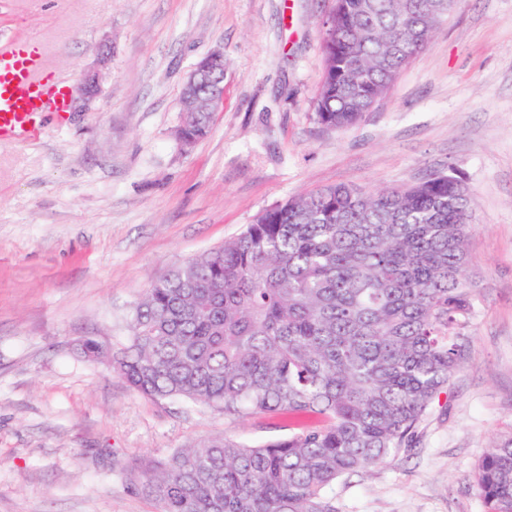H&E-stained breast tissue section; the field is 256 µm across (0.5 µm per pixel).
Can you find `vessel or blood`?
Returning <instances> with one entry per match:
<instances>
[{
	"mask_svg": "<svg viewBox=\"0 0 512 512\" xmlns=\"http://www.w3.org/2000/svg\"><path fill=\"white\" fill-rule=\"evenodd\" d=\"M49 113H67L64 80L51 72L41 43L11 41L0 48V140L31 137Z\"/></svg>",
	"mask_w": 512,
	"mask_h": 512,
	"instance_id": "1",
	"label": "vessel or blood"
}]
</instances>
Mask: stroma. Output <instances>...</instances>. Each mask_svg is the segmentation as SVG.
Returning a JSON list of instances; mask_svg holds the SVG:
<instances>
[{
  "mask_svg": "<svg viewBox=\"0 0 512 512\" xmlns=\"http://www.w3.org/2000/svg\"><path fill=\"white\" fill-rule=\"evenodd\" d=\"M334 5L0 0V42H47L70 94L102 71L84 111L47 114L34 137L0 143V512H159L128 471L224 435L287 436L273 416L147 398L79 343L125 342L129 310L154 279L286 198L339 183L403 188L446 166L473 198L478 288L464 355L415 447L338 482L336 506L485 512L477 462L512 438V0H457L343 130L314 119ZM216 50L224 105L185 150L182 88Z\"/></svg>",
  "mask_w": 512,
  "mask_h": 512,
  "instance_id": "stroma-1",
  "label": "stroma"
}]
</instances>
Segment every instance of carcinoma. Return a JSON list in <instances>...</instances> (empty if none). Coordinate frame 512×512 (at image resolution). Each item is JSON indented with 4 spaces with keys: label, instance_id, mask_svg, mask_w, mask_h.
Here are the masks:
<instances>
[{
    "label": "carcinoma",
    "instance_id": "obj_1",
    "mask_svg": "<svg viewBox=\"0 0 512 512\" xmlns=\"http://www.w3.org/2000/svg\"><path fill=\"white\" fill-rule=\"evenodd\" d=\"M336 0L317 122L347 129L426 45L455 0ZM212 128L196 112L181 130ZM469 191L454 170L400 189L345 183L262 212L234 239L153 281L119 348L81 351L141 394L296 427L254 446L180 448L129 476L160 512H338L333 486L413 445L457 368L475 283ZM486 512H512V438L476 467Z\"/></svg>",
    "mask_w": 512,
    "mask_h": 512
}]
</instances>
